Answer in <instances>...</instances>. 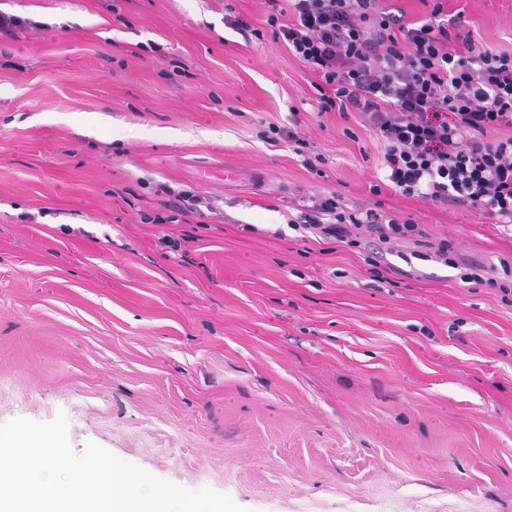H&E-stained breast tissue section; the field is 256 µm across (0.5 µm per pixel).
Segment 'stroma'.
Here are the masks:
<instances>
[{"mask_svg": "<svg viewBox=\"0 0 512 512\" xmlns=\"http://www.w3.org/2000/svg\"><path fill=\"white\" fill-rule=\"evenodd\" d=\"M269 7L0 0V421L65 414L75 450L248 512H512V304L413 242L288 227L312 195L372 202L380 147L281 42L224 24ZM448 8L512 48V0ZM295 115L322 174L258 136ZM181 191L214 213L142 223ZM382 199L512 266V228Z\"/></svg>", "mask_w": 512, "mask_h": 512, "instance_id": "1", "label": "stroma"}]
</instances>
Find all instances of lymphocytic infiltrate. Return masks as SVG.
I'll return each instance as SVG.
<instances>
[{"mask_svg": "<svg viewBox=\"0 0 512 512\" xmlns=\"http://www.w3.org/2000/svg\"><path fill=\"white\" fill-rule=\"evenodd\" d=\"M422 2L427 13L413 20L396 0H288L272 6L264 27L239 15L224 23L257 38L271 33L315 75L319 111L354 118L376 137L395 195L512 224V49L475 38L448 0ZM261 138L287 143L309 172L323 161L309 155L300 121L269 126ZM288 224L349 246L365 234L383 244L427 236L381 201L351 206L335 190L310 197Z\"/></svg>", "mask_w": 512, "mask_h": 512, "instance_id": "obj_1", "label": "lymphocytic infiltrate"}]
</instances>
